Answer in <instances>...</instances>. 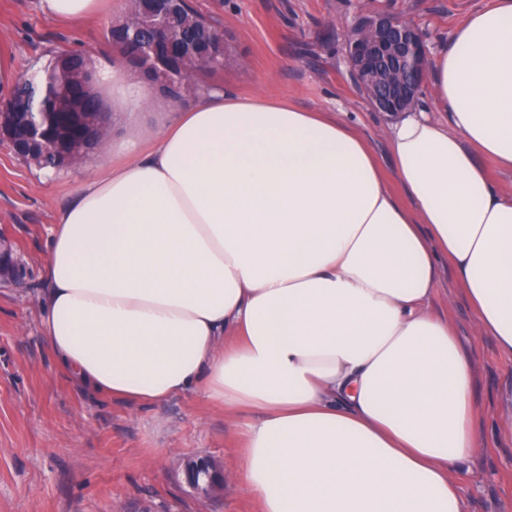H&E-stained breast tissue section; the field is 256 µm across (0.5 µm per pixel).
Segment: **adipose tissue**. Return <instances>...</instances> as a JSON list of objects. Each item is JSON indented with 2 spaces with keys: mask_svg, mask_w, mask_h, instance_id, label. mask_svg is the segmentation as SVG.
I'll use <instances>...</instances> for the list:
<instances>
[{
  "mask_svg": "<svg viewBox=\"0 0 512 512\" xmlns=\"http://www.w3.org/2000/svg\"><path fill=\"white\" fill-rule=\"evenodd\" d=\"M107 153L52 231L40 300L60 368L134 405L204 392L259 414L242 467L258 512H464L451 471L481 441L468 351L431 307L440 258L512 357V0L436 56L446 121L368 139L283 97L201 91L156 126L158 83L115 55Z\"/></svg>",
  "mask_w": 512,
  "mask_h": 512,
  "instance_id": "1",
  "label": "adipose tissue"
}]
</instances>
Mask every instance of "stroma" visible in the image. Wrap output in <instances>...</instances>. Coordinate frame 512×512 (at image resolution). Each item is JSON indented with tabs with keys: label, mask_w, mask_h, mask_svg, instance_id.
Listing matches in <instances>:
<instances>
[{
	"label": "stroma",
	"mask_w": 512,
	"mask_h": 512,
	"mask_svg": "<svg viewBox=\"0 0 512 512\" xmlns=\"http://www.w3.org/2000/svg\"><path fill=\"white\" fill-rule=\"evenodd\" d=\"M495 0H191L226 31L224 69L212 83L244 95H284L308 110L329 109L370 139L390 187L398 181L386 114L352 82L343 44L357 19L383 12L427 33L431 53L449 45L470 12ZM114 12L64 22L42 0H0V51L15 77L43 67L54 52L85 51L97 71L113 52ZM97 152L62 170L18 157L0 139V235L12 245L17 281L0 282V512H257L240 468L250 411L225 412L198 394L156 406L131 405L73 382L59 368L41 327L38 301L51 229L80 181L107 169ZM432 305L464 342L475 377L482 443L453 477L465 512H512V436L500 428L512 393V358L478 336L473 312L448 262L439 267ZM207 458L224 485L202 496L187 483L188 462Z\"/></svg>",
	"instance_id": "stroma-1"
}]
</instances>
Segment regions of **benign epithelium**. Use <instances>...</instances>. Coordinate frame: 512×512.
Here are the masks:
<instances>
[{"mask_svg":"<svg viewBox=\"0 0 512 512\" xmlns=\"http://www.w3.org/2000/svg\"><path fill=\"white\" fill-rule=\"evenodd\" d=\"M179 5L181 0H139V26H112V36L109 38L112 49L122 51L136 44V56L142 67L168 76L177 69L198 64L200 57L193 41L184 40L175 44L161 38L169 31ZM357 28L365 36L351 38L345 46L349 73L354 83L362 89L369 88L368 101L379 112H397L413 105L422 90L428 60L427 44L419 30L413 25L399 23L385 13L362 17ZM65 76L82 82L88 91L96 81V73L86 69L84 62L61 54L55 66L21 78L22 84L34 89L39 84L44 86L43 94L33 97L29 108L14 106L10 98L0 100V137L10 138L13 125L24 132L15 153H53L68 161L76 155L77 149L45 134L51 91L58 88ZM0 275L8 280L18 275L11 248L2 238ZM185 474L187 482L203 494L224 485V474L207 459L188 463Z\"/></svg>","mask_w":512,"mask_h":512,"instance_id":"7a95c632","label":"benign epithelium"}]
</instances>
